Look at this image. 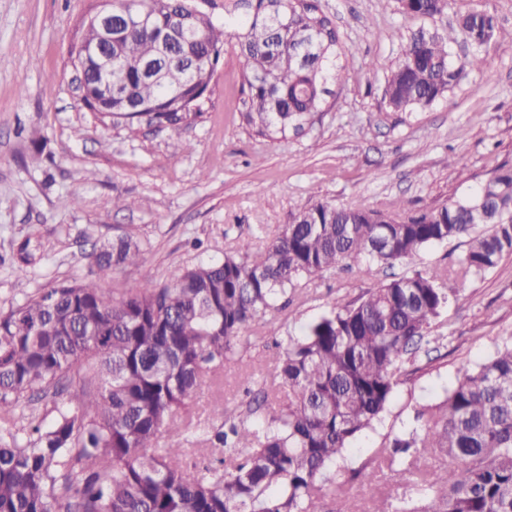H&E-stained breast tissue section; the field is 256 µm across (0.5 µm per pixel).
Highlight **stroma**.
<instances>
[{
    "label": "stroma",
    "mask_w": 512,
    "mask_h": 512,
    "mask_svg": "<svg viewBox=\"0 0 512 512\" xmlns=\"http://www.w3.org/2000/svg\"><path fill=\"white\" fill-rule=\"evenodd\" d=\"M347 68H333L321 112L297 133L268 139L240 120L244 61L226 42L209 101L178 128L139 122L105 126L81 104L69 62L99 0H0V312L54 280L90 274L102 241L135 234L139 262L113 272L121 290L227 251L256 252L258 228L273 235L313 204L418 213L469 192L497 166L512 164V0H452L447 14L422 20L399 0H320ZM471 10L493 13L498 37L481 54L486 67L430 106L391 111L384 76L401 59L397 33L455 24ZM126 199L123 208L115 198ZM405 264L343 267L311 278L276 324L292 333L325 310L408 272ZM434 360L400 385L383 420L358 440L336 470L328 500L364 508L400 499L412 487L391 472L377 485L346 484L373 448L409 421L416 405L442 397L463 365L481 362L512 336V256L471 281L439 318ZM248 354L225 364L204 387L195 413L247 396L240 376L268 374L281 350L269 327L253 325Z\"/></svg>",
    "instance_id": "35a3bbf8"
}]
</instances>
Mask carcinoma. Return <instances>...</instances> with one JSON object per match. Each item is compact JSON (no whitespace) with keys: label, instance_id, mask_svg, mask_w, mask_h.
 <instances>
[{"label":"carcinoma","instance_id":"1","mask_svg":"<svg viewBox=\"0 0 512 512\" xmlns=\"http://www.w3.org/2000/svg\"><path fill=\"white\" fill-rule=\"evenodd\" d=\"M193 0H112L116 20L133 6L169 26ZM450 0H400L404 12L445 15ZM217 25L195 15L198 39L165 52L150 26H122L112 66L122 77L102 89L93 55L82 67L86 108L176 126L172 98L204 99L224 43L245 60L246 121L268 136L321 111L330 55L340 35L319 0H227ZM497 18L459 15L444 34L419 30L401 44L387 75L389 109L428 106L484 68L479 49ZM474 52L461 59L450 44ZM466 238L454 270L424 266L334 306L279 342L272 381L286 392L275 409L267 379L249 374L261 402H217L206 419L190 404L249 348L260 317L274 323L307 278L346 261L392 267ZM132 234L93 249L91 277L58 279L0 313V512H330L323 487L358 437L375 429L401 384L420 366L441 312L473 277L512 256V165L502 164L464 196L412 216L319 202L249 255L169 270L115 296L102 282L137 263ZM50 404L46 419L26 412ZM27 418L26 426L16 428ZM201 433L224 459L189 467ZM419 487L395 506L366 512H512V339L474 367L462 366L438 402L414 407L412 422L372 450L351 480L373 485L383 471Z\"/></svg>","mask_w":512,"mask_h":512}]
</instances>
